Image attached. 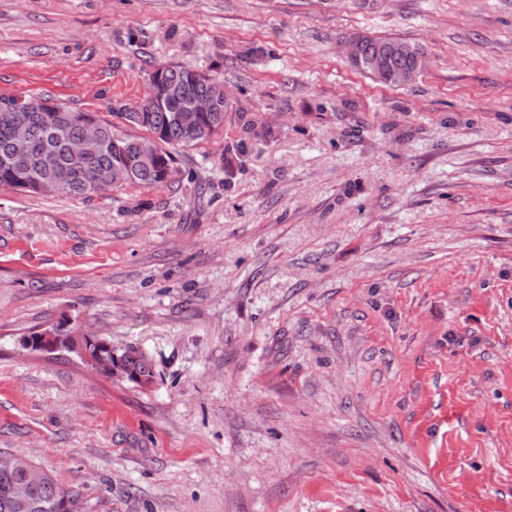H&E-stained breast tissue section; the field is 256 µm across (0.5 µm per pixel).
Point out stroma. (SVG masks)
<instances>
[{"mask_svg":"<svg viewBox=\"0 0 512 512\" xmlns=\"http://www.w3.org/2000/svg\"><path fill=\"white\" fill-rule=\"evenodd\" d=\"M163 64L231 98L170 182L0 189V452L86 512H512V0H0V96L108 118ZM65 319L151 382L23 348ZM365 44H364V50L363 54L364 56H371L376 54L384 55L385 62H386V70L388 72H396L405 68H409L414 64L415 61V55H423L422 50L416 46L413 45L403 39L396 38V37H368L364 36ZM400 47L403 48L404 51H398L394 50L393 47ZM356 70L366 73L370 76H372L375 80L386 84V85H405L411 83L414 79H412L409 83H406L409 81L414 71H399L392 75V79L397 80L400 83L405 84H399L395 82H390L389 77L386 75L385 72L379 71L375 72L370 69H367L366 67H360L353 65ZM128 372V380L137 384L140 378L149 382L153 376L151 362L135 349H128L117 355Z\"/></svg>","mask_w":512,"mask_h":512,"instance_id":"1","label":"stroma"}]
</instances>
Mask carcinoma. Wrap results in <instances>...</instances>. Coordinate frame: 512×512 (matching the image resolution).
<instances>
[{
	"label": "carcinoma",
	"instance_id": "obj_1",
	"mask_svg": "<svg viewBox=\"0 0 512 512\" xmlns=\"http://www.w3.org/2000/svg\"><path fill=\"white\" fill-rule=\"evenodd\" d=\"M363 54H381L385 57L386 71L375 72L365 67L357 70L372 76L375 80L390 84L386 72H396L414 64L415 55L422 50L396 37H364ZM198 69L189 65H164L156 68L152 75L157 78L155 97L146 101L135 112H118L122 123L133 129L131 133H119L112 121L96 112L71 108L54 101L53 112H27L21 110L18 100L23 103L37 102L35 96L0 97V158L8 155L11 161L0 163V188L29 194H61L89 200L107 191L119 190L130 185L151 187L161 185L172 177L173 152L193 147L224 131L226 109H224V84L214 77L197 76ZM210 99L218 103L216 112L198 113L202 129L187 128L176 119L177 111L195 99ZM96 120L101 125L100 142L87 153L75 157L69 152V143L80 138L84 124ZM24 122L30 129L31 139L41 150L31 151L16 147L10 138L14 124ZM241 138L228 150L242 154L247 142L259 135L256 121L240 115ZM143 130L154 139L156 156L147 165L136 166L138 143L145 137L135 134ZM47 151L56 162L75 171L93 168L103 174L95 182L74 180L63 186L50 185L42 151ZM128 372V380L134 383L144 378L151 380V362L143 354L128 349L119 355ZM17 467L10 473L0 472V512H83V499L79 488L61 486L50 474H44L43 481L30 488L28 497L18 502L13 498L12 487L25 481L27 471L35 463L27 458L16 457Z\"/></svg>",
	"mask_w": 512,
	"mask_h": 512
}]
</instances>
